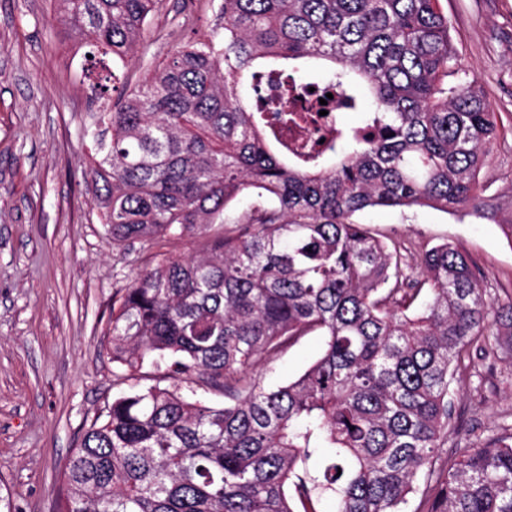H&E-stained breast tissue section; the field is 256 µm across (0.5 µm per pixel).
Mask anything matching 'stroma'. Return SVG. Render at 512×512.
<instances>
[{"label":"stroma","mask_w":512,"mask_h":512,"mask_svg":"<svg viewBox=\"0 0 512 512\" xmlns=\"http://www.w3.org/2000/svg\"><path fill=\"white\" fill-rule=\"evenodd\" d=\"M221 0H163L127 55H91L58 0H0V494L17 512H56L62 472L84 432L122 390L112 305L172 240L114 248L87 178L89 115L140 85L173 51L211 35ZM463 70L483 86L500 133L479 178L512 203V0H440ZM355 219L417 267L452 243L478 266L488 300H512V242L496 225L428 207L369 208ZM307 336L259 366L261 386L304 371ZM447 453L455 459L512 426V356L474 362L455 386Z\"/></svg>","instance_id":"1"}]
</instances>
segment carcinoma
Masks as SVG:
<instances>
[{
    "instance_id": "1",
    "label": "carcinoma",
    "mask_w": 512,
    "mask_h": 512,
    "mask_svg": "<svg viewBox=\"0 0 512 512\" xmlns=\"http://www.w3.org/2000/svg\"><path fill=\"white\" fill-rule=\"evenodd\" d=\"M75 32L132 50L162 0H60ZM281 77L336 88L359 125L286 163L255 105ZM112 246L157 254L112 309L121 380L202 378L224 406L149 385L112 399L65 465L57 512H512V428L438 469L452 385L473 355L512 354V303L487 301L471 259L429 249L419 277L352 216L436 207L512 218L478 180L498 126L460 67L438 0H224L213 35L178 48L86 129ZM428 296L418 302L422 286ZM322 336L297 378L253 376Z\"/></svg>"
}]
</instances>
